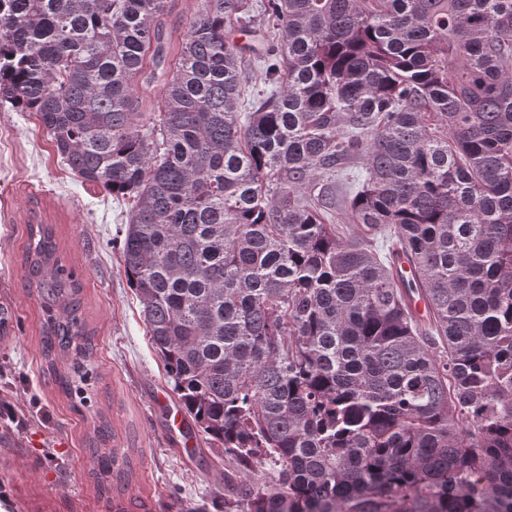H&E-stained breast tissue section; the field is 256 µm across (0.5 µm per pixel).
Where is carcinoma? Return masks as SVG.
<instances>
[{
  "label": "carcinoma",
  "instance_id": "1",
  "mask_svg": "<svg viewBox=\"0 0 512 512\" xmlns=\"http://www.w3.org/2000/svg\"><path fill=\"white\" fill-rule=\"evenodd\" d=\"M170 2L0 0V106L129 200L124 272L182 410L273 466L224 512H512V0H205L179 44ZM263 25L250 63L230 33ZM29 238L67 394L56 356L79 372L94 334L52 227Z\"/></svg>",
  "mask_w": 512,
  "mask_h": 512
}]
</instances>
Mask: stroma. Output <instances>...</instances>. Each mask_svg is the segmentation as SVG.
<instances>
[{
	"mask_svg": "<svg viewBox=\"0 0 512 512\" xmlns=\"http://www.w3.org/2000/svg\"><path fill=\"white\" fill-rule=\"evenodd\" d=\"M128 205L83 182L52 147L38 117L0 107V512H185L207 503L224 512L228 469L221 453L190 457L158 394H171L141 306L123 271L119 243ZM50 225L61 264L82 286L95 353L74 404L41 354L45 326L24 269L29 227ZM110 424L134 475L124 495L99 492L89 438Z\"/></svg>",
	"mask_w": 512,
	"mask_h": 512,
	"instance_id": "obj_1",
	"label": "stroma"
}]
</instances>
